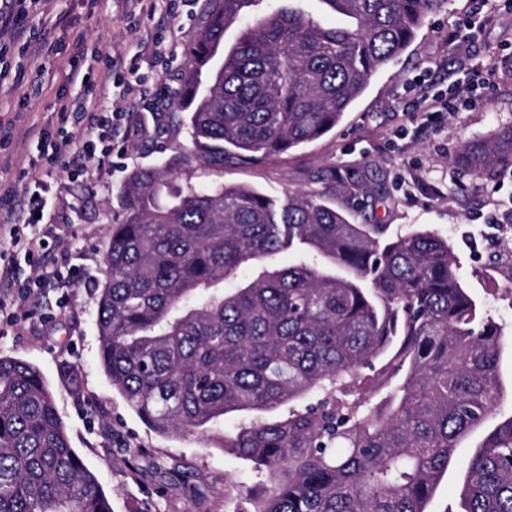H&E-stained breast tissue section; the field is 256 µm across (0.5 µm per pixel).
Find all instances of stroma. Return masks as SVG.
I'll list each match as a JSON object with an SVG mask.
<instances>
[{
  "instance_id": "35a3bbf8",
  "label": "stroma",
  "mask_w": 512,
  "mask_h": 512,
  "mask_svg": "<svg viewBox=\"0 0 512 512\" xmlns=\"http://www.w3.org/2000/svg\"><path fill=\"white\" fill-rule=\"evenodd\" d=\"M475 15L477 30L463 32L454 48L448 35L464 14ZM206 14V0H175L171 24L158 25L125 0H98L85 11L78 0H37L28 17L33 39L62 44L61 54L45 58L40 86L15 74L30 68L21 42L0 34V122L16 129L54 127L59 94L83 93L68 79L73 53L70 28L84 30L82 72L102 83V55H111L121 77L108 85L111 101L139 134H116L112 166L74 177L53 171L54 222L46 261L77 266L81 283L44 288L25 301L0 289V356L37 367L49 384L72 448L94 472L112 512H240L242 486L262 494L266 484L248 462L224 451L220 443L234 421L206 434L171 439L149 429L112 388L98 359V289L105 279L109 230L121 221V190L141 168L165 169L179 149L190 146L188 129L170 92L178 86L190 36ZM160 38L161 58L139 56L146 37ZM495 71L496 86L479 108L426 112L413 94L447 96L485 68ZM512 125V0H444L418 30L414 41L370 80L365 94L342 122L319 140L256 165L224 162L223 180L246 183L278 198L326 185L337 170L371 186L370 195L337 197L336 206L358 224L385 225L388 234L426 228L454 247L465 288L502 325L509 341L500 373L512 387V174L491 170L473 179L453 160L462 145L482 140ZM36 144L12 138L0 144V191L22 192ZM81 382L73 390L64 367ZM475 432L458 449L438 484L428 512H457L466 462L481 441Z\"/></svg>"
}]
</instances>
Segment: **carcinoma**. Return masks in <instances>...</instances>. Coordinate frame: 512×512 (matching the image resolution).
<instances>
[{"label": "carcinoma", "instance_id": "carcinoma-1", "mask_svg": "<svg viewBox=\"0 0 512 512\" xmlns=\"http://www.w3.org/2000/svg\"><path fill=\"white\" fill-rule=\"evenodd\" d=\"M254 0H210L176 105L192 148L179 171H134L121 191L98 299L99 361L141 420L171 438L237 421L222 448L266 474L249 512H427L454 452L469 460L459 512H512V415L502 329L462 286L448 239L354 224L335 193L284 200L193 182L224 157L257 164L322 138L444 0H320L241 20ZM239 24L223 64L213 59ZM471 175L512 169V127L467 143ZM288 252L295 261L276 263ZM0 512H111L71 447L43 374L0 356Z\"/></svg>", "mask_w": 512, "mask_h": 512}]
</instances>
